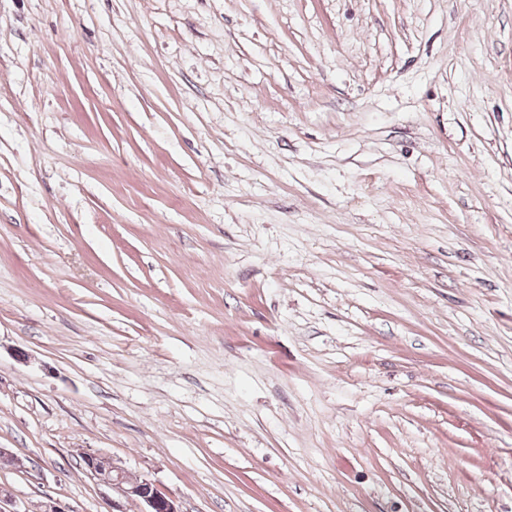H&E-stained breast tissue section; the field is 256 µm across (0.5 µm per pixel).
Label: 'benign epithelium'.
<instances>
[{
	"mask_svg": "<svg viewBox=\"0 0 512 512\" xmlns=\"http://www.w3.org/2000/svg\"><path fill=\"white\" fill-rule=\"evenodd\" d=\"M85 467L98 482L119 490L126 499L142 504V512H179L176 501L160 491L153 482L126 475L106 456L87 453Z\"/></svg>",
	"mask_w": 512,
	"mask_h": 512,
	"instance_id": "7a95c632",
	"label": "benign epithelium"
}]
</instances>
